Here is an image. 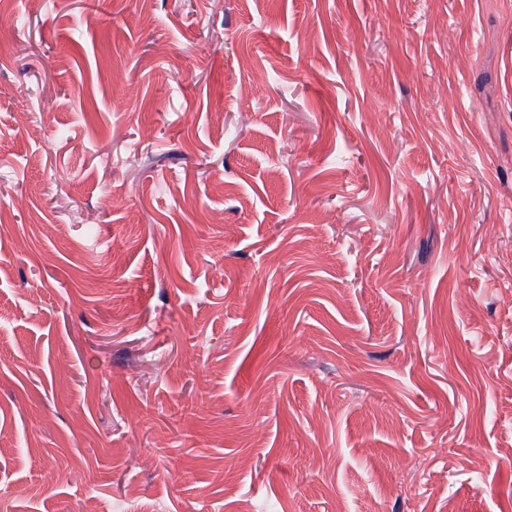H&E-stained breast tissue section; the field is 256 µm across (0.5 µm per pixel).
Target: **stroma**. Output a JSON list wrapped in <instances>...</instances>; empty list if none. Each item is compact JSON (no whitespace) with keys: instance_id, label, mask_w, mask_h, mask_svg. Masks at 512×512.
I'll list each match as a JSON object with an SVG mask.
<instances>
[{"instance_id":"obj_1","label":"stroma","mask_w":512,"mask_h":512,"mask_svg":"<svg viewBox=\"0 0 512 512\" xmlns=\"http://www.w3.org/2000/svg\"><path fill=\"white\" fill-rule=\"evenodd\" d=\"M0 512H512V0H0Z\"/></svg>"}]
</instances>
